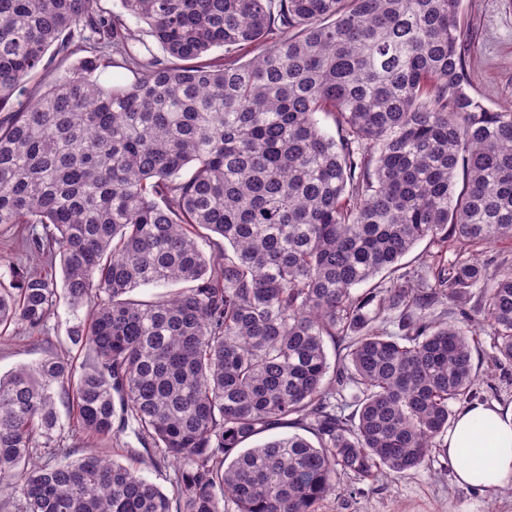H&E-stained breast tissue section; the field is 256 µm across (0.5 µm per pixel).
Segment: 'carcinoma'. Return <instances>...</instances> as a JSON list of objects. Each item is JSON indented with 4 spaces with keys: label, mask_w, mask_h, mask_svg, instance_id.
Wrapping results in <instances>:
<instances>
[{
    "label": "carcinoma",
    "mask_w": 512,
    "mask_h": 512,
    "mask_svg": "<svg viewBox=\"0 0 512 512\" xmlns=\"http://www.w3.org/2000/svg\"><path fill=\"white\" fill-rule=\"evenodd\" d=\"M98 2L0 0V226L41 225L25 249L62 271L60 289L0 282V341L40 329L62 292L86 308L69 340L92 351L0 376V483L25 512H317L343 473L446 454L474 337L468 312L432 310L464 302L488 280L476 252L512 238V106L468 92L462 0H122L162 60ZM73 56L68 79L38 82ZM108 68L135 78L104 86ZM424 240L456 259L416 288L400 261ZM476 312L512 364L511 270ZM59 401L102 442L135 422L172 493L102 451L46 456ZM288 424L317 443L244 447Z\"/></svg>",
    "instance_id": "cac0c4a2"
}]
</instances>
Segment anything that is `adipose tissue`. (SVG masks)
I'll list each match as a JSON object with an SVG mask.
<instances>
[{"label":"adipose tissue","mask_w":512,"mask_h":512,"mask_svg":"<svg viewBox=\"0 0 512 512\" xmlns=\"http://www.w3.org/2000/svg\"><path fill=\"white\" fill-rule=\"evenodd\" d=\"M444 443L459 484L481 490L512 484V413L472 402L457 414Z\"/></svg>","instance_id":"obj_1"}]
</instances>
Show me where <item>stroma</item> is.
Listing matches in <instances>:
<instances>
[{"mask_svg":"<svg viewBox=\"0 0 512 512\" xmlns=\"http://www.w3.org/2000/svg\"><path fill=\"white\" fill-rule=\"evenodd\" d=\"M461 29L471 93L492 109L512 105V0H463ZM454 258V251L442 253L424 241L403 257L402 264L421 286L429 287L438 261ZM77 319L66 300H59L43 331L0 344V374L34 364L49 350L80 356V349L68 339ZM497 356L491 330L477 327L473 390L477 399L507 411L512 409V365L497 366ZM318 512H512V495L500 488L481 491L458 485L451 463L437 454L402 478L362 481L342 475Z\"/></svg>","mask_w":512,"mask_h":512,"instance_id":"1","label":"stroma"}]
</instances>
